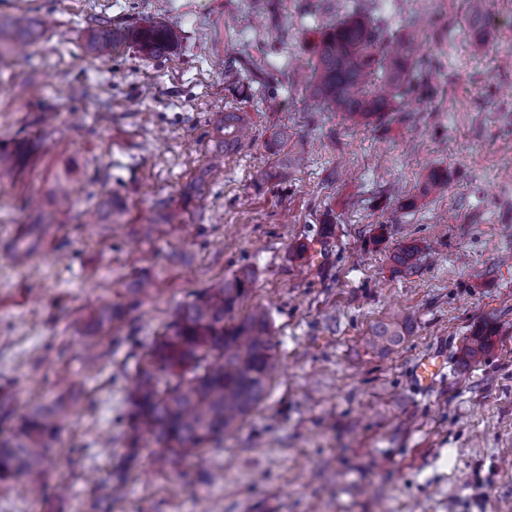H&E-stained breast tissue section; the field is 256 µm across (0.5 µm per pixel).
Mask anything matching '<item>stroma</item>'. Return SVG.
Returning a JSON list of instances; mask_svg holds the SVG:
<instances>
[{
	"label": "stroma",
	"instance_id": "obj_1",
	"mask_svg": "<svg viewBox=\"0 0 512 512\" xmlns=\"http://www.w3.org/2000/svg\"><path fill=\"white\" fill-rule=\"evenodd\" d=\"M352 12L384 40L415 34L421 84L357 126L297 77ZM16 14L32 39L0 67V143L17 151L0 178L4 423L64 395L73 409L41 495L0 482V512H512V0L477 18L467 0H0ZM158 14L182 33L161 59L129 43L91 54L92 32ZM230 104L249 136L212 170L209 131ZM279 129L305 163L257 180ZM67 172L76 203L60 208ZM92 202L120 223L86 224ZM170 209L182 223L160 222ZM43 217L53 238L15 262ZM408 246L409 268L394 260ZM242 274L232 318L269 311L277 369L230 435L169 472L161 445L129 448L130 383L196 291ZM146 280L153 293L135 295ZM396 316L401 345L372 351L371 328ZM488 324L493 350L464 362ZM437 350L444 373L416 389L413 367ZM122 465L121 496L87 480Z\"/></svg>",
	"mask_w": 512,
	"mask_h": 512
}]
</instances>
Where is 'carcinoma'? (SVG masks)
I'll use <instances>...</instances> for the list:
<instances>
[{
	"mask_svg": "<svg viewBox=\"0 0 512 512\" xmlns=\"http://www.w3.org/2000/svg\"><path fill=\"white\" fill-rule=\"evenodd\" d=\"M28 28L23 18L0 19V61L9 52L11 36L26 34ZM124 36L148 59L168 54L181 39L161 16L128 29ZM113 47L110 34L93 37L98 56L111 55ZM411 58V39L402 38L384 50L375 26L351 14L329 24L322 34L308 89L328 111L356 125L389 111L395 98L414 93ZM243 129L240 112L229 108L219 113L212 129L210 167L224 165V155L239 148ZM272 142L280 155L279 175L286 176L299 158L281 154L288 132L274 133ZM248 286L244 274L198 291L155 341L148 366L139 371L128 394V418L164 445V462L175 470L197 458L205 445L233 428L266 396L275 370L268 313L257 307L237 323L229 319ZM402 336L399 322H382L371 329L368 343L387 352ZM494 336L493 328L477 330L463 345L461 358L481 361L493 349ZM159 371L167 373L163 383L156 376ZM69 412V402L60 398L35 406L7 432L0 431V481L25 476L36 491L35 477L56 440L55 421Z\"/></svg>",
	"mask_w": 512,
	"mask_h": 512,
	"instance_id": "carcinoma-1",
	"label": "carcinoma"
}]
</instances>
